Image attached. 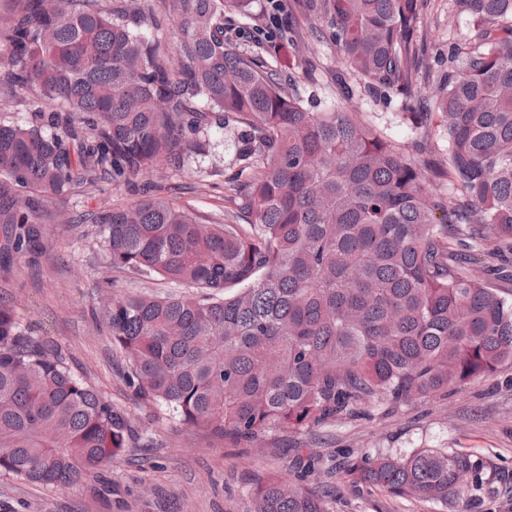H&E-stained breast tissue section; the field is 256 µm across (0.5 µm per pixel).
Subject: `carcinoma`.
Segmentation results:
<instances>
[{"label":"carcinoma","mask_w":512,"mask_h":512,"mask_svg":"<svg viewBox=\"0 0 512 512\" xmlns=\"http://www.w3.org/2000/svg\"><path fill=\"white\" fill-rule=\"evenodd\" d=\"M254 0H13L0 13V95L56 104L0 118V224L10 251L39 246L43 202L163 164L198 168L216 125L239 129L242 224H203L149 198L92 218L112 267L205 296L109 297L99 318L136 395L216 442L261 448L372 399L400 405L512 365V301L472 267L512 251V0H452L470 34L430 74L422 0H288L320 22L346 74L340 103L308 110L312 69ZM172 16L168 44L164 21ZM231 16L266 54L230 46ZM360 94L398 100L424 164L362 123ZM450 182L448 191L438 189ZM237 288L231 295L226 289ZM134 430L0 303V473L42 486L91 478ZM480 463L446 448L356 456L353 485L443 508L482 490ZM252 512H333L324 495L268 477Z\"/></svg>","instance_id":"obj_1"}]
</instances>
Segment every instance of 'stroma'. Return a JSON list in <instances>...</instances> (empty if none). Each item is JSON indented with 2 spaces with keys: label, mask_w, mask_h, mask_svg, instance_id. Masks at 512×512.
Here are the masks:
<instances>
[{
  "label": "stroma",
  "mask_w": 512,
  "mask_h": 512,
  "mask_svg": "<svg viewBox=\"0 0 512 512\" xmlns=\"http://www.w3.org/2000/svg\"><path fill=\"white\" fill-rule=\"evenodd\" d=\"M467 27L451 0H423L419 36L430 55L444 54ZM298 45L316 60V82L296 90L312 111L337 100L333 79L342 63L335 47L316 41L311 22L301 21ZM359 119L388 141L413 139L398 102L363 96L354 102ZM234 136L214 130L213 149L198 173L175 174L157 166L131 185L99 182L44 203L36 253L0 262V300L29 331L61 350L72 371L123 409L138 438L112 461L118 490L103 500L92 483L46 487L0 474V502L14 512H251L249 492L262 477L284 480L306 472V488L335 497L334 512H512V367L488 379L393 408L372 407L366 417H340L312 431L273 433L264 452L220 444L201 429L181 424L158 405L137 399L125 377V361L104 325L92 317L103 295L163 297L172 288L162 277L112 269L97 225L90 217L118 205L164 197L191 209L205 224L223 223L231 203L227 181L239 171ZM405 453L445 448L482 461L486 485L477 502L457 499L441 508L400 498L377 487H353L339 471V455Z\"/></svg>",
  "instance_id": "stroma-1"
}]
</instances>
